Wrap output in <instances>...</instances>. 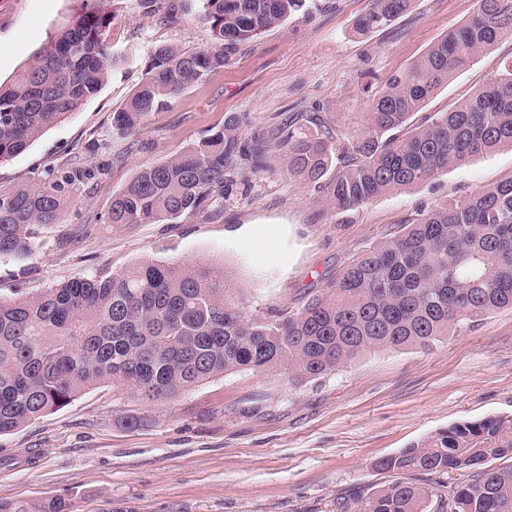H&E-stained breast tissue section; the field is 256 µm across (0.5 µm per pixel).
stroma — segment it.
Instances as JSON below:
<instances>
[{"label":"stroma","mask_w":512,"mask_h":512,"mask_svg":"<svg viewBox=\"0 0 512 512\" xmlns=\"http://www.w3.org/2000/svg\"><path fill=\"white\" fill-rule=\"evenodd\" d=\"M74 0H0V81L46 46ZM368 0H310L306 14L240 46L224 68L151 113L126 140L112 114L146 77L150 48L210 46L194 12L144 13L114 0L109 44L117 59L102 90L23 153L0 162V185L77 161L95 176L58 223L38 227L24 256L0 255V298L39 293L132 265L207 259L249 311L264 319L301 308L360 251L417 213L512 178V149L474 157L412 188L339 213L323 189L288 173L287 150L265 170L235 175L220 205L175 224L106 223L113 194L143 168L222 127L270 136L297 112H319L341 140L363 130L361 112L387 80L472 14L475 0H417L414 10L366 36L353 31ZM512 40L481 53L425 104L442 112L505 59ZM512 414V308L428 349L358 357L324 378L294 383L280 371L216 378L149 403L107 383L0 436V502L36 507L57 496L69 512H336L338 502L391 479L381 457L458 422ZM143 418L137 428L129 417Z\"/></svg>","instance_id":"stroma-1"}]
</instances>
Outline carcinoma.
Listing matches in <instances>:
<instances>
[{"instance_id":"carcinoma-1","label":"carcinoma","mask_w":512,"mask_h":512,"mask_svg":"<svg viewBox=\"0 0 512 512\" xmlns=\"http://www.w3.org/2000/svg\"><path fill=\"white\" fill-rule=\"evenodd\" d=\"M112 0H80L79 10L8 85L0 84V160L25 151L48 128L98 94L115 64L108 31ZM211 45L183 50L158 43L148 76L112 113V135H135L152 112L224 67L228 54L306 8V0H197ZM416 0H369L354 29L386 27ZM512 37V0H476L362 113L363 134L336 148L330 126L288 128L292 175L325 183L342 212L415 186L501 146L512 148V58L454 107L409 124L434 93L479 54ZM246 117L230 113L198 144L137 171L112 195L110 224L176 222L224 197V184L256 172L269 143L241 139ZM94 170L68 163L31 182L0 186V255H24L36 228L57 223ZM512 308V178L469 198L407 219L361 251L327 292L274 320L251 314L211 263L142 262L119 275L99 273L40 293L0 299V435L105 383L146 401L174 398L242 371L322 378L371 352L428 348L490 314ZM512 415L464 421L378 459L399 478L342 506L343 512H512ZM466 471L453 489L441 477ZM434 475L435 485L413 481Z\"/></svg>"}]
</instances>
